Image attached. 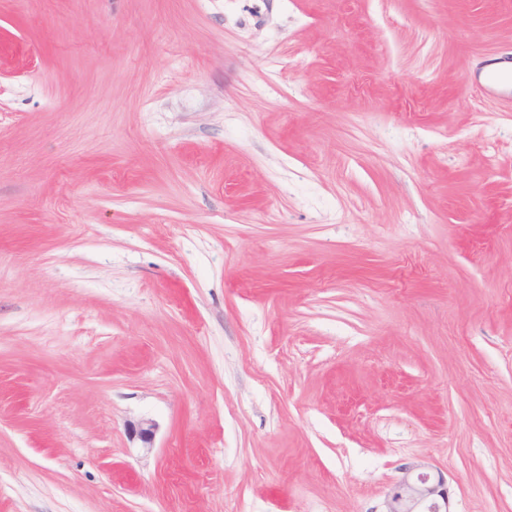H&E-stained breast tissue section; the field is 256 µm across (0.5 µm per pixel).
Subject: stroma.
I'll list each match as a JSON object with an SVG mask.
<instances>
[{
	"label": "stroma",
	"mask_w": 512,
	"mask_h": 512,
	"mask_svg": "<svg viewBox=\"0 0 512 512\" xmlns=\"http://www.w3.org/2000/svg\"><path fill=\"white\" fill-rule=\"evenodd\" d=\"M497 57L512 0H0V512H380L417 463L512 512Z\"/></svg>",
	"instance_id": "stroma-1"
}]
</instances>
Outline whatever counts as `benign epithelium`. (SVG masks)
I'll return each mask as SVG.
<instances>
[{"label": "benign epithelium", "mask_w": 512, "mask_h": 512, "mask_svg": "<svg viewBox=\"0 0 512 512\" xmlns=\"http://www.w3.org/2000/svg\"><path fill=\"white\" fill-rule=\"evenodd\" d=\"M131 435L144 447H152L156 424L141 420L131 426ZM382 512H448V489L443 476L432 478L423 465L405 469L404 476L387 493Z\"/></svg>", "instance_id": "obj_1"}]
</instances>
